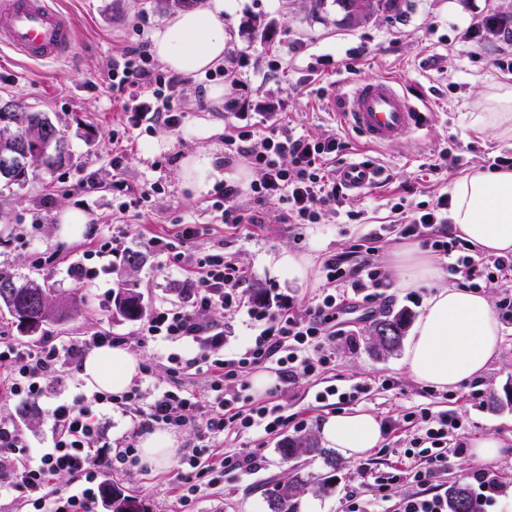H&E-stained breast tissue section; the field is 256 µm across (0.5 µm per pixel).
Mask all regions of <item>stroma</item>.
I'll return each mask as SVG.
<instances>
[{
	"label": "stroma",
	"mask_w": 512,
	"mask_h": 512,
	"mask_svg": "<svg viewBox=\"0 0 512 512\" xmlns=\"http://www.w3.org/2000/svg\"><path fill=\"white\" fill-rule=\"evenodd\" d=\"M58 2L76 25V48L66 59L51 63L24 60L0 49V76L6 79L0 85V102L13 100L48 113L68 133L78 162L52 172L34 169L23 190L0 195V271L44 283L56 300L72 293L85 295L87 304L77 314L55 313L33 336L22 333L7 310L0 309V332L28 346L49 337L72 340L110 332L141 363L153 366L151 382L142 387L143 401L151 400L154 385L167 382L168 375L153 349L141 344L139 323L113 316L111 291L121 282L135 284L149 310L185 306L191 298L189 274L167 267L163 256L150 248L151 237L171 238L183 226H196L199 234L187 241V249L201 255L221 250L235 257L246 274L243 291L259 288L306 306L325 286L320 277L323 261L356 245L374 247L382 272L393 276V254L407 244L392 227L396 204L412 208L430 201L461 175L489 169L496 157L512 154V143L491 133L474 135L469 128V116L479 111L487 86L504 75L460 50L473 18L482 13L512 18V0H399V10L362 23L338 21L332 0L318 10L313 0H234L224 18V64L236 68L237 81L225 85V94L239 99L249 113L278 105L279 123L296 133L314 140L340 139L345 148L337 163L359 159L382 168L385 177L363 192L350 193L316 224L281 223L280 202L261 203L246 194L240 206L261 216V223H221L209 206L215 185L234 182L246 187L259 177L244 160H224L223 103L187 84L183 123L173 134L149 126L140 113L122 111L113 104L107 84L113 59L137 42V26L153 33L174 15V8L163 0ZM275 60L280 63L276 70L271 67ZM380 78L396 81L424 114L422 130L387 146L367 142L334 110L352 81ZM444 148L457 156V164L439 167ZM119 153L124 156L121 176L128 185L162 187L123 214L112 202V159ZM88 180L96 182L95 192H85ZM67 209L81 211L88 219L79 239L59 235L60 215ZM37 214L42 220L29 243L20 232ZM125 230L131 233L129 250L144 257L140 266L130 267L120 256L96 283L79 285L67 278L68 265L100 233ZM37 250L51 255L52 263L36 265ZM284 253L308 262L305 278L275 268L274 257ZM431 292L428 286L389 288L388 300L373 314L362 303H353L343 318L352 334L337 340L334 370L319 376L301 373L283 386L282 402L302 421L299 431L312 437L321 420L336 412L316 399L329 385L345 391L364 386L354 407L399 424L361 458H346L329 448L299 462L294 468L302 488L292 501L295 512L307 505L313 512H343L350 494L362 500L374 497L377 477L419 465V458L405 454L419 425L404 422L403 416L424 407L448 413L462 424V434H449V444H469L484 436L507 443L510 454L495 461L499 485L489 512H512V404L497 402L504 389L512 388V324H500L502 345L486 374L454 389L416 383L400 364L401 352L380 355L369 344L377 318L401 310L418 316ZM0 423L16 426L20 438L36 448L49 434L45 411L1 393ZM295 431L289 427L284 434L261 440L247 432L225 434L223 444L212 451L214 457L254 451L262 456L263 468L249 478L225 476L223 484L206 489L192 505L180 503L176 496L174 462L155 471L115 466L104 469L101 480L122 489L143 512H269L267 495L292 468L280 444ZM325 480L331 483L329 493H317V484Z\"/></svg>",
	"instance_id": "35a3bbf8"
}]
</instances>
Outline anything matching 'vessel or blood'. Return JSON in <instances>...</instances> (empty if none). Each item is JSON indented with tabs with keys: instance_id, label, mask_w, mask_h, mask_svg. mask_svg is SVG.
<instances>
[{
	"instance_id": "obj_1",
	"label": "vessel or blood",
	"mask_w": 512,
	"mask_h": 512,
	"mask_svg": "<svg viewBox=\"0 0 512 512\" xmlns=\"http://www.w3.org/2000/svg\"><path fill=\"white\" fill-rule=\"evenodd\" d=\"M77 42L76 27L57 0H0V47L34 62H55L69 56ZM347 126L375 145H385L418 129L420 113L390 79L357 80L342 99ZM337 177L353 190L375 179L363 161L342 166Z\"/></svg>"
}]
</instances>
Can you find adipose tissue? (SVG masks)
Instances as JSON below:
<instances>
[{
	"instance_id": "ef3b65f1",
	"label": "adipose tissue",
	"mask_w": 512,
	"mask_h": 512,
	"mask_svg": "<svg viewBox=\"0 0 512 512\" xmlns=\"http://www.w3.org/2000/svg\"><path fill=\"white\" fill-rule=\"evenodd\" d=\"M232 0L205 4L175 14L152 36L151 51L169 70L194 74L224 60V14ZM471 128L512 140V83L490 86ZM448 230L486 256L512 255V169L476 170L454 181L449 190ZM502 338L488 299L481 293L441 287L427 300L407 340L402 364L417 383L448 389L484 375L497 357ZM139 373V359L123 347L93 349L79 376L87 390L120 394ZM327 447L359 458L382 440L373 413L357 409L320 423Z\"/></svg>"
}]
</instances>
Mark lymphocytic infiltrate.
Instances as JSON below:
<instances>
[{"label": "lymphocytic infiltrate", "mask_w": 512, "mask_h": 512, "mask_svg": "<svg viewBox=\"0 0 512 512\" xmlns=\"http://www.w3.org/2000/svg\"><path fill=\"white\" fill-rule=\"evenodd\" d=\"M504 42L505 50L491 59L490 67L512 73V23L495 14H484L469 24L462 39L464 52L482 59L485 47ZM112 101L122 110L146 112L151 122L179 130L183 113L181 101L186 78L155 70L147 41H140L113 59L109 75ZM240 105L231 100L224 105L228 121L224 134V159H244L260 172L247 192L257 201L277 199L285 209L280 218L289 224L317 223L321 211L335 208L345 196V185L327 173L322 162L335 157L343 146L336 139L314 141L295 135L287 126L258 127L241 123ZM401 236L418 239L422 247L449 262L448 272L461 276L470 287L480 288L494 273L512 272V256L482 257L471 254L465 241L448 232V197L441 194L428 203L403 211ZM193 227L182 229L179 240L152 237L150 247L165 255L172 267L191 273L193 295L189 305L152 309L144 319L140 336L144 344L162 348V360L169 375L191 371L206 374V397L155 385L150 402L141 400V382L122 395L86 393L68 383L66 370L78 364L90 350L114 347L118 341L110 333L67 342L48 339L29 347L11 337L0 336V389L26 402L50 400L49 436L41 448L22 441L15 428L0 424V500L23 492L30 512H94L101 496L102 468L134 461L132 441L113 448L105 439V420L113 410L131 416L134 432L160 426L173 431L197 423L206 439H219L224 430L244 429L270 435L287 427L289 416L280 402L282 385L298 373L310 374L329 368L333 348L344 336L340 316L349 300L366 304L381 300L390 283L381 273L372 249L334 254L325 259L321 277L328 284L314 306L296 310L258 306L247 314L255 332L244 345L225 357L214 352L224 346V332L203 323L201 312L211 309L235 310L242 303L239 288L243 273L235 260L223 253L199 256L180 250L179 241L195 237ZM126 250L121 236L104 235L86 250L81 259L66 269L69 279L88 284L96 282L115 255ZM259 368L274 371L278 384L265 398L248 393L247 378ZM424 433L419 437L422 469L412 471L410 480L418 493L404 498L401 512H448V498L441 494H421L451 467L448 433L458 424L448 413L420 411ZM262 468L260 456L242 452L213 461L204 447H196L179 462L177 489L182 502L199 498L203 484L223 482L226 473L249 477ZM66 475V489L54 487L56 476Z\"/></svg>", "instance_id": "f902f5d3"}]
</instances>
